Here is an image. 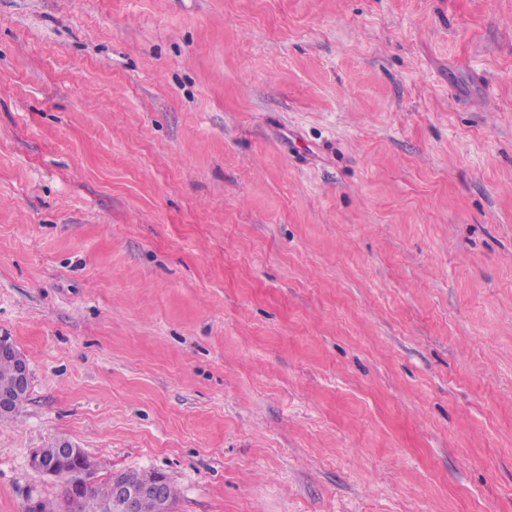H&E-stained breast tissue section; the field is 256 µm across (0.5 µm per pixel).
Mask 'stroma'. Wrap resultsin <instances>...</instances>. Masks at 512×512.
Segmentation results:
<instances>
[{"mask_svg": "<svg viewBox=\"0 0 512 512\" xmlns=\"http://www.w3.org/2000/svg\"><path fill=\"white\" fill-rule=\"evenodd\" d=\"M0 512H512V0H0ZM12 355L15 359V366L11 358L0 357V390L12 388L14 381V391L0 392V419L9 418L17 411V406L28 397V391L17 395L18 404L16 405L15 392L30 387V370L26 357L15 346L7 336H0V355ZM16 367V370H15ZM56 447L58 448V456L54 460L50 461L39 449L32 455L30 464L34 471L42 475L56 478L66 477L63 505L76 493L71 488L67 478L71 481L73 487L81 489L89 486L94 481L93 464L85 452L69 440H58ZM76 457L80 460V464L76 468L67 470L60 465V462L64 463ZM140 474L137 472H128ZM167 478L160 473H151L150 475L140 474L131 480H118L115 483V491L112 500L113 477L104 485L94 483L90 487L84 489L82 494L92 501L100 505H108L112 501V509L117 512H135L138 504L137 512H160L157 502L152 496L162 503V508H169L175 499V491ZM166 485V498L164 501ZM144 497V498H142ZM142 498V499H141Z\"/></svg>", "mask_w": 512, "mask_h": 512, "instance_id": "stroma-1", "label": "stroma"}]
</instances>
